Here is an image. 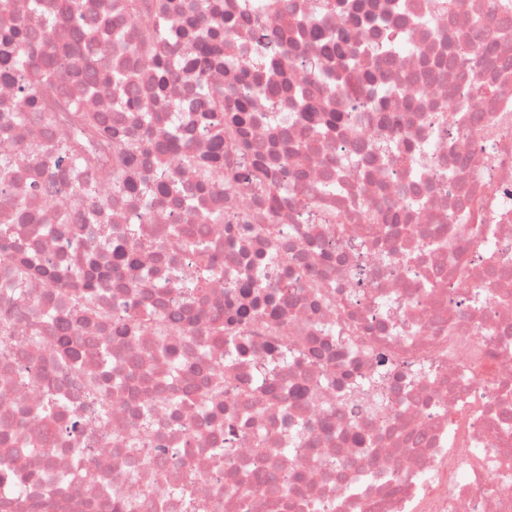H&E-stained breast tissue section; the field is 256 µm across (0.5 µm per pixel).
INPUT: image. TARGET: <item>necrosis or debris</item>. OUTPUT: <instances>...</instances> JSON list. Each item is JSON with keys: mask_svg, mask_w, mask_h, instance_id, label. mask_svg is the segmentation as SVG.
Returning a JSON list of instances; mask_svg holds the SVG:
<instances>
[{"mask_svg": "<svg viewBox=\"0 0 512 512\" xmlns=\"http://www.w3.org/2000/svg\"><path fill=\"white\" fill-rule=\"evenodd\" d=\"M7 2L0 57L47 28L63 76L24 119L28 74L0 78V246L31 262L20 279L0 261V335L22 339L0 344V512H184L166 489L188 475L204 512H512V41L495 42L512 0L453 19L448 0H333L320 44L322 0ZM165 22L176 39L135 50ZM488 45L478 101L448 58ZM201 74L223 106L196 96ZM88 112L129 145L111 172L31 161L72 148ZM147 129L181 144L143 154ZM161 162L211 193L145 202ZM199 243L211 273L190 299L175 274ZM85 295L107 319L75 320ZM284 345L294 360L256 385Z\"/></svg>", "mask_w": 512, "mask_h": 512, "instance_id": "obj_1", "label": "necrosis or debris"}]
</instances>
